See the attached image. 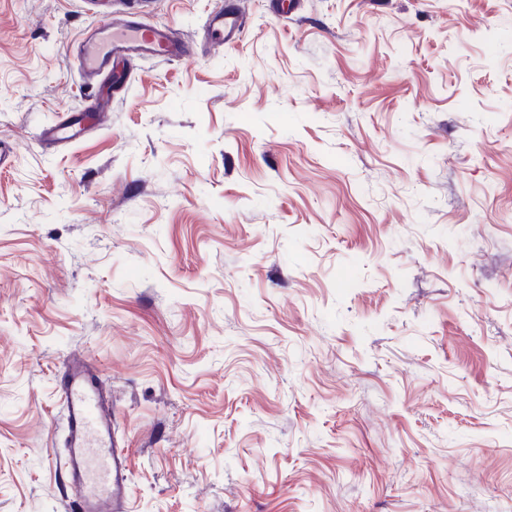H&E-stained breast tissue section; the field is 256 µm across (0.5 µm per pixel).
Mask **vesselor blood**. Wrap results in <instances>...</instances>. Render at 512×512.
<instances>
[{"mask_svg": "<svg viewBox=\"0 0 512 512\" xmlns=\"http://www.w3.org/2000/svg\"><path fill=\"white\" fill-rule=\"evenodd\" d=\"M242 14L231 0L210 15L207 29L213 40L230 43L241 32ZM83 79L117 84L126 72L114 69V60L134 62L142 57L176 60L194 56L195 49L179 40L165 26L143 23L133 11L114 16L102 14L96 32L83 38L74 50ZM85 129L74 119L49 127L43 133L51 143L66 142ZM62 399L67 423L63 466L77 497L73 512H126L128 465L117 437L112 399L94 361L85 355L72 357L63 375Z\"/></svg>", "mask_w": 512, "mask_h": 512, "instance_id": "vessel-or-blood-1", "label": "vessel or blood"}]
</instances>
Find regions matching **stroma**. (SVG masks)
I'll return each instance as SVG.
<instances>
[{"label":"stroma","mask_w":512,"mask_h":512,"mask_svg":"<svg viewBox=\"0 0 512 512\" xmlns=\"http://www.w3.org/2000/svg\"><path fill=\"white\" fill-rule=\"evenodd\" d=\"M147 0L80 139L88 0H0V512H66L95 360L128 512H512V0ZM106 11L96 32L75 47L78 70L84 80L109 82L111 85L129 77L131 68L120 71L112 62L123 59L137 62L142 57L176 60L195 55L196 48L179 40L167 26L147 25L138 14L127 11L114 16L112 0L101 4ZM241 25L242 14L239 5L229 3L210 15L207 30L213 40L227 44L237 39ZM83 117L66 122L64 121L49 127L43 132L44 140L50 143H59L68 142L78 137L85 130V125L82 123L84 120Z\"/></svg>","instance_id":"stroma-1"}]
</instances>
